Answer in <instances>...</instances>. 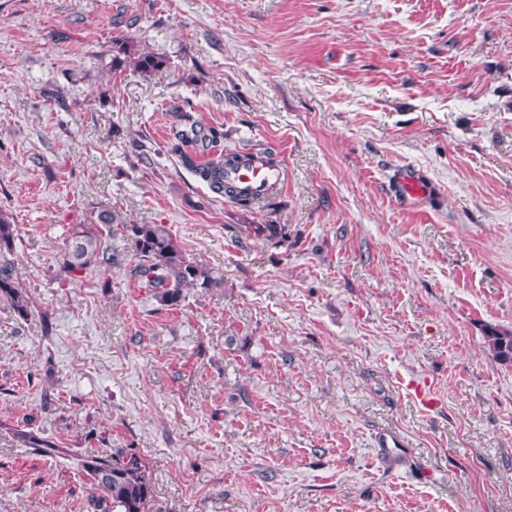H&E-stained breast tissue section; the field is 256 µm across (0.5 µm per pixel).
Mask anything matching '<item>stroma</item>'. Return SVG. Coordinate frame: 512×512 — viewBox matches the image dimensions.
I'll return each instance as SVG.
<instances>
[{"instance_id": "1", "label": "stroma", "mask_w": 512, "mask_h": 512, "mask_svg": "<svg viewBox=\"0 0 512 512\" xmlns=\"http://www.w3.org/2000/svg\"><path fill=\"white\" fill-rule=\"evenodd\" d=\"M128 38L162 59L112 65ZM272 152L243 207L170 150ZM437 191L399 205L395 175ZM0 512H97L130 448L151 512H512V0H0ZM164 225L219 285L160 305L68 272L77 224ZM283 224L277 242L245 225ZM32 429L67 448L21 445ZM17 225L0 212V302H6L21 319L30 314L29 302L14 278V241ZM489 350L503 363H512V331L490 328L486 336ZM102 512H148L153 489L144 460L131 450H104L83 465Z\"/></svg>"}]
</instances>
